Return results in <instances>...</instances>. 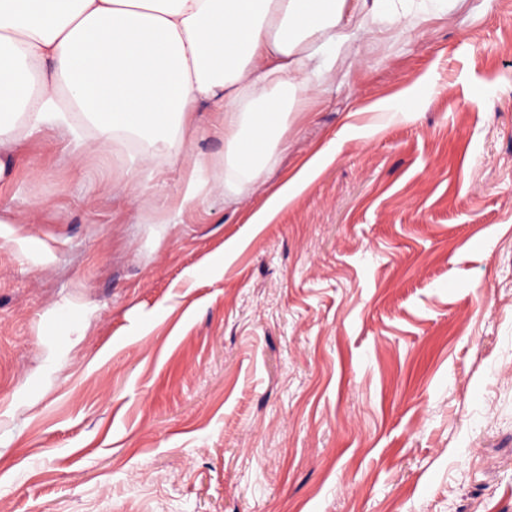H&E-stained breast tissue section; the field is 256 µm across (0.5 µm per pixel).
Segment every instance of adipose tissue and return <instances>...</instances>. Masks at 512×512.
<instances>
[{"mask_svg":"<svg viewBox=\"0 0 512 512\" xmlns=\"http://www.w3.org/2000/svg\"><path fill=\"white\" fill-rule=\"evenodd\" d=\"M447 9L448 0H0V177L20 140L53 128L83 154L135 147L127 169L148 180L187 162L166 215L214 192L237 201L347 43ZM201 103L224 114L223 156L186 151ZM335 154V144L322 148L251 223H269Z\"/></svg>","mask_w":512,"mask_h":512,"instance_id":"1","label":"adipose tissue"}]
</instances>
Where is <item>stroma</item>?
I'll list each match as a JSON object with an SVG mask.
<instances>
[{"label":"stroma","mask_w":512,"mask_h":512,"mask_svg":"<svg viewBox=\"0 0 512 512\" xmlns=\"http://www.w3.org/2000/svg\"><path fill=\"white\" fill-rule=\"evenodd\" d=\"M347 53L237 204L168 224L137 212L180 195L183 166L134 208L121 156L16 146L0 512H512V0ZM336 145L330 142L309 160L299 173L276 193L270 196L264 205L250 218V224H269L276 213L303 191L317 177L323 168L334 159Z\"/></svg>","instance_id":"stroma-1"}]
</instances>
